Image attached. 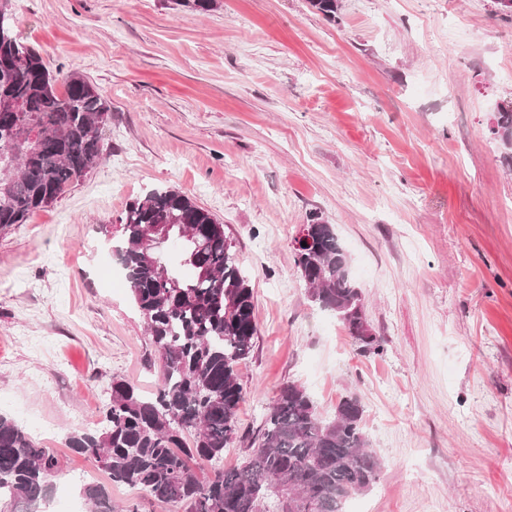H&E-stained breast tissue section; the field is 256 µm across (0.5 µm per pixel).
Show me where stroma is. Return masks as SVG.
<instances>
[{
    "label": "stroma",
    "instance_id": "1",
    "mask_svg": "<svg viewBox=\"0 0 512 512\" xmlns=\"http://www.w3.org/2000/svg\"><path fill=\"white\" fill-rule=\"evenodd\" d=\"M49 70L109 102L105 156L54 206L0 229V412L56 452L44 512L106 481L68 449L113 379L152 395L158 353L106 247L129 200L168 187L223 224L255 298L239 464L280 389L322 417L359 397L381 463L348 512H512V19L492 0H11ZM332 224L384 352L308 296L294 240ZM45 337L38 352L27 337Z\"/></svg>",
    "mask_w": 512,
    "mask_h": 512
}]
</instances>
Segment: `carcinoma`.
<instances>
[{
    "mask_svg": "<svg viewBox=\"0 0 512 512\" xmlns=\"http://www.w3.org/2000/svg\"><path fill=\"white\" fill-rule=\"evenodd\" d=\"M329 21L340 0H308ZM63 85V91L57 85ZM21 106L42 137L29 150L18 141ZM109 104L83 74L52 72L40 53L13 32L10 9L0 10V229L24 224L54 205L102 158ZM496 134L512 149V109L497 113ZM173 217L184 226L182 277L165 251L148 257L147 227ZM312 243L294 249L311 302L331 312L365 354L383 347L365 316L364 295L331 224L311 216ZM120 257L134 304L158 352L160 380L153 399L126 380L112 381L105 425L75 431L68 448L107 473L111 482L145 493L172 512H285L281 488L312 504L311 512H345L350 498L379 478L363 409L349 393L326 420L301 385L283 387L268 408L257 446L233 468L217 466L237 433L246 391L238 366L253 348L254 294L224 225L188 195L154 188L132 200L108 243ZM207 462L198 474L193 465ZM61 472L58 455L0 413V512H41ZM93 512H142L138 501L112 504L108 487L84 488Z\"/></svg>",
    "mask_w": 512,
    "mask_h": 512,
    "instance_id": "obj_1",
    "label": "carcinoma"
}]
</instances>
